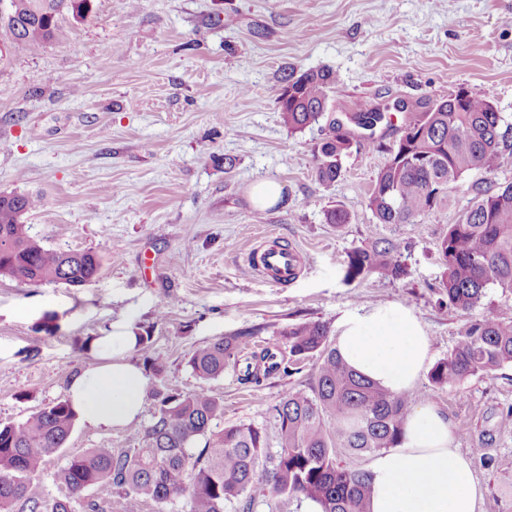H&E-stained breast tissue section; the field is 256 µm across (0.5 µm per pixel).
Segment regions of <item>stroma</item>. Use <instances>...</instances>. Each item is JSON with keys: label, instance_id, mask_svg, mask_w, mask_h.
<instances>
[{"label": "stroma", "instance_id": "35a3bbf8", "mask_svg": "<svg viewBox=\"0 0 512 512\" xmlns=\"http://www.w3.org/2000/svg\"><path fill=\"white\" fill-rule=\"evenodd\" d=\"M85 20L65 17L56 38L0 50V192L39 198L25 217L44 246L94 251L96 279L81 288L27 286L0 278V422L21 421L66 400L70 377L96 365L93 338L118 323L150 335L163 365L138 351L149 387L181 394L206 386L224 413L213 429L246 423L278 449L275 407L308 387L311 363L260 383L235 367L201 381L192 352L246 333L247 353L281 345L280 331L318 321L337 336L342 316L377 305L409 308L433 360L447 357L467 314L442 305L441 238L475 201L461 186L411 224L377 223L367 199L408 115L397 102L426 105L458 89L492 92L512 126V0H91ZM232 24H224L225 15ZM336 75L329 117L300 132L276 103L288 68ZM391 107L374 133L353 128L334 183H318L314 154L329 118L357 102ZM233 159L225 169V159ZM281 185V200L254 206L253 187ZM340 208L348 223L330 224ZM402 243L407 275L347 283L355 247ZM300 254L296 277L277 285L248 269L267 242ZM166 315H159L161 301ZM434 402L469 455L482 489L480 512H512V365L453 387L421 378L409 405ZM155 411L123 428L75 425L47 457L41 481L54 497L67 462L92 448L141 447ZM492 465H485L484 457Z\"/></svg>", "mask_w": 512, "mask_h": 512}]
</instances>
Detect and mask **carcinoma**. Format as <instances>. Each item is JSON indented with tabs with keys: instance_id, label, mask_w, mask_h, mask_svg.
Returning <instances> with one entry per match:
<instances>
[{
	"instance_id": "obj_1",
	"label": "carcinoma",
	"mask_w": 512,
	"mask_h": 512,
	"mask_svg": "<svg viewBox=\"0 0 512 512\" xmlns=\"http://www.w3.org/2000/svg\"><path fill=\"white\" fill-rule=\"evenodd\" d=\"M90 0H12L20 25L0 21V42L14 50L52 41L59 22L70 15L83 19ZM336 75L328 69L289 68L276 101L282 119L294 132L319 122L328 112ZM350 120L366 131L386 120V113L356 105ZM316 154L313 172L329 184L341 175L342 157L352 146L351 133L332 118ZM512 147L509 129L501 126L493 95L465 89L412 112L400 138L385 148L388 159L378 172L368 206L380 224H407L437 207L447 192L470 174L491 171L502 149ZM440 242L443 272L436 288L448 305L468 313L490 288L512 292V185L487 193ZM39 200L20 194L0 199V277L38 286L61 283L80 288L95 278L101 257L92 251L47 248L29 234L21 217ZM397 280L406 274L401 246L378 240L352 249L345 278L369 275ZM288 357L259 355L264 374L287 373L312 359L306 390L285 393L276 405L279 451L266 454V437L251 424L219 431L211 423L223 407L207 389L192 394L152 391L156 409L145 429L143 445L131 451L92 448L72 458L57 474L69 496H49L39 480L45 458L63 447L76 422L66 401L46 406L20 422L0 423V512H71V500L91 486L117 490L120 506L150 499L187 498L189 512H226L244 503L250 508L257 488L272 496L311 499L321 512H368L369 473L336 465L335 448L376 452L398 445L407 414V396L394 394L356 374L342 360L319 322H299L281 331ZM246 340L226 336L196 350L188 360L203 380L217 378L242 357ZM136 350L156 373L162 366L151 356V337L138 336ZM512 364V320L471 319L448 356L428 378L433 387L452 386L472 376ZM205 439L197 454L196 440Z\"/></svg>"
}]
</instances>
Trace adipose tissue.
I'll return each mask as SVG.
<instances>
[{"label":"adipose tissue","instance_id":"ef3b65f1","mask_svg":"<svg viewBox=\"0 0 512 512\" xmlns=\"http://www.w3.org/2000/svg\"><path fill=\"white\" fill-rule=\"evenodd\" d=\"M136 341L133 327L125 325L113 326L93 341L98 365L74 375L68 389L84 425L124 427L141 414L148 380L125 358ZM336 349L355 372L397 394L412 391L431 360L428 337L399 303L346 317ZM369 473V512L479 510L481 490L471 461L457 448L446 417L432 402L408 411L400 443L376 454Z\"/></svg>","mask_w":512,"mask_h":512}]
</instances>
